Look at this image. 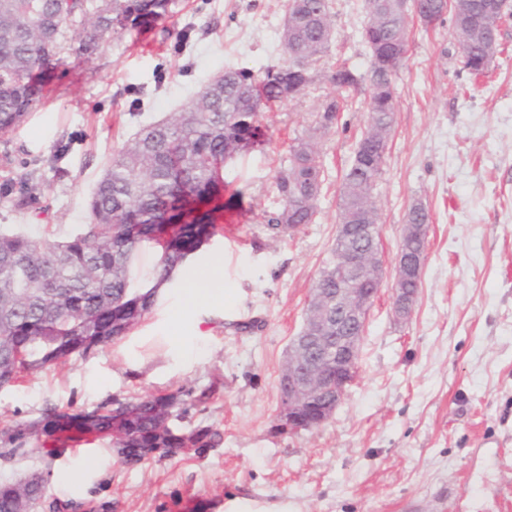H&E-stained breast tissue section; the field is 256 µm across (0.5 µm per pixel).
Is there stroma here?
<instances>
[{"label": "stroma", "instance_id": "obj_1", "mask_svg": "<svg viewBox=\"0 0 512 512\" xmlns=\"http://www.w3.org/2000/svg\"><path fill=\"white\" fill-rule=\"evenodd\" d=\"M286 0H174L149 30L107 36L90 58L64 55L39 102L0 135V230L55 242L88 221L112 156L140 127L181 111L229 66L282 64ZM334 37L303 95L269 104L263 148L227 161L232 202L195 255L224 257V300L198 312L196 353L174 340L177 284L127 333L86 356L0 389V432L47 408L178 388L213 393L174 426H211L220 446L137 464L100 437L79 447L43 436L0 459V482L32 473L45 492L30 512H512V21L490 76L461 72L450 23L409 24L397 73L396 122L375 196L384 279L360 343L358 377L319 427L278 433L279 378L336 237L340 176L364 130L366 89L319 142L326 182L315 223L287 235L268 225L273 183L303 137L329 76L365 74L362 0H331ZM431 223L412 316L393 314V277L408 208ZM84 468L81 483L64 476Z\"/></svg>", "mask_w": 512, "mask_h": 512}]
</instances>
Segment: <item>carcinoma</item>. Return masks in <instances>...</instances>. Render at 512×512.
Returning <instances> with one entry per match:
<instances>
[{
  "mask_svg": "<svg viewBox=\"0 0 512 512\" xmlns=\"http://www.w3.org/2000/svg\"><path fill=\"white\" fill-rule=\"evenodd\" d=\"M491 0H420L436 19L450 17L461 49L460 70L484 76L502 52L499 29L512 8L488 13ZM172 0H0V134L12 132L42 96L61 55L89 56L109 34L139 31L165 18ZM368 22L362 39L369 53L367 77L342 63L331 82L336 91L368 82L366 130L339 187V224H377L374 191L382 175L396 120L395 76L403 65L385 58L396 42L408 46V12L397 0H364ZM74 25L82 36L66 40ZM333 34L329 0H288L281 32L286 60L256 76L227 67L206 84L189 106L153 122L113 154L112 164L92 192L89 220L75 237L48 243L23 232L0 231V387L85 355L126 335L152 308L171 272L217 233L215 213L224 210V163L264 145L261 106L294 99L315 81L316 67ZM344 98L329 95L316 109L309 137L290 149L288 165L275 177L278 211L269 222L287 231L313 223L325 181L317 137L338 125ZM408 224H429L428 209L412 204ZM147 243L161 247L152 276L141 287L131 272ZM336 241L314 284L336 287ZM209 394L177 391L126 401L116 399L91 411L50 408L42 434L60 440L75 435L108 436L118 456L141 461L157 451L216 448L224 434L201 427L187 434L170 426ZM28 429L0 443V457L25 452ZM12 483L0 482V512H20Z\"/></svg>",
  "mask_w": 512,
  "mask_h": 512,
  "instance_id": "carcinoma-1",
  "label": "carcinoma"
}]
</instances>
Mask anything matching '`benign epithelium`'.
<instances>
[{
	"instance_id": "1",
	"label": "benign epithelium",
	"mask_w": 512,
	"mask_h": 512,
	"mask_svg": "<svg viewBox=\"0 0 512 512\" xmlns=\"http://www.w3.org/2000/svg\"><path fill=\"white\" fill-rule=\"evenodd\" d=\"M377 225L360 231L355 224L337 225V236L347 249L336 254V282L349 288L327 293L325 305L307 321L288 351V395L280 411L288 415L285 431L312 430L334 413L348 388L356 381L355 346L384 272L380 251L373 246ZM422 257L401 251L397 255L393 285V311L406 320L413 312L418 289L406 281L420 279Z\"/></svg>"
}]
</instances>
